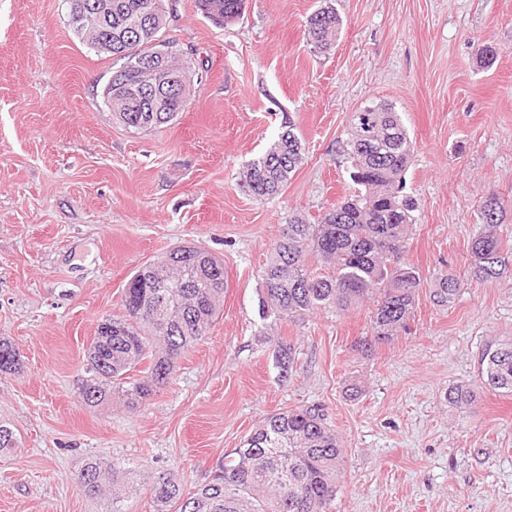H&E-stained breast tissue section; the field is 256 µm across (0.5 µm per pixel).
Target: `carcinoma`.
Here are the masks:
<instances>
[{
    "mask_svg": "<svg viewBox=\"0 0 512 512\" xmlns=\"http://www.w3.org/2000/svg\"><path fill=\"white\" fill-rule=\"evenodd\" d=\"M244 0H198L214 23L228 25L241 15ZM171 12L163 0H112V24L92 19L73 32L98 55L122 62L112 81L131 90L151 89L161 77L143 64L166 40ZM342 21L331 6L311 13L305 35L322 52L331 49ZM167 75L177 79L178 94L168 111H151V101L131 93L105 102L113 117L136 130L154 129L184 111L194 72L181 53L171 49ZM364 127L350 118L344 152L355 185L350 197L327 210L316 224L296 215L284 225L263 274L259 298L262 314L281 320L304 318L317 311H345L372 302L371 335L360 339L370 350L408 328L422 288L419 271L405 261V243L413 230L416 201L400 195L404 174L414 155L409 132L394 107H365ZM303 160V146L293 124L282 125L278 139L248 164L242 188L257 197L282 191ZM506 200L488 196L481 206L482 230L471 245L473 276L499 278L504 264L501 223ZM224 262L196 247L171 250L160 260L138 267L123 290L125 314L105 318L87 350L88 377L82 398L102 404L114 391L130 409L150 399L171 380L180 358L200 342L224 303ZM461 283L442 277L431 296L439 305L455 299ZM20 354L0 339V373L17 370ZM480 383L512 395V342L484 349ZM476 391L469 384L448 389V404L469 408ZM344 449L319 406H301L269 414L241 445L212 467L210 479L184 493L171 473L155 477L149 493L156 512H332L343 470ZM75 483L89 495L112 496L116 503L139 492L134 469L91 459Z\"/></svg>",
    "mask_w": 512,
    "mask_h": 512,
    "instance_id": "obj_1",
    "label": "carcinoma"
}]
</instances>
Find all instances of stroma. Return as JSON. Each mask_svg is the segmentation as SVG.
<instances>
[{
	"instance_id": "obj_1",
	"label": "stroma",
	"mask_w": 512,
	"mask_h": 512,
	"mask_svg": "<svg viewBox=\"0 0 512 512\" xmlns=\"http://www.w3.org/2000/svg\"><path fill=\"white\" fill-rule=\"evenodd\" d=\"M326 3L342 20L327 54L304 35ZM173 7L166 38L197 90L141 133L105 106L115 64L74 35L65 0H0V338L21 353L0 373V423L18 438L0 455V512H110L74 482L91 458L194 491L267 414L303 405L324 408L345 450L333 512H512V395L445 399L476 381L486 346L512 340V248L501 277L470 276L485 197L512 199V0H245L226 27L197 0ZM377 102L414 143L405 259L423 288L409 330L368 351L369 303L283 321L258 295L282 224L317 223L351 194L349 118ZM287 120L303 162L279 195L254 197L241 178ZM182 245L223 260L220 315L146 403L87 406L98 324L122 315L136 266ZM444 275L462 287L439 306Z\"/></svg>"
}]
</instances>
